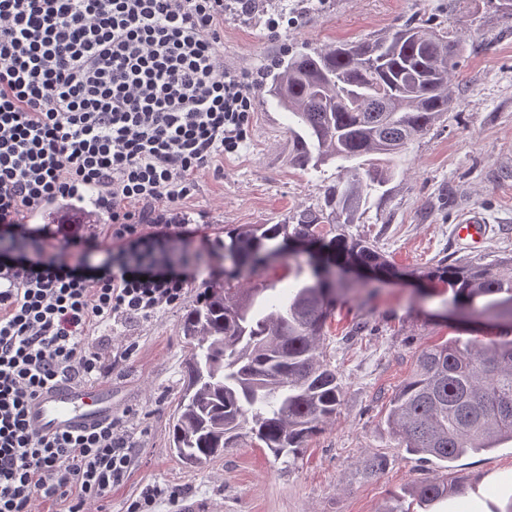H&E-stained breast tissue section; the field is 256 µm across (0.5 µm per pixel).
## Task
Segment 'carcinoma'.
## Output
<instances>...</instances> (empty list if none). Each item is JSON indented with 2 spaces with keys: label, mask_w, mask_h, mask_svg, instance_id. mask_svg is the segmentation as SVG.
<instances>
[{
  "label": "carcinoma",
  "mask_w": 512,
  "mask_h": 512,
  "mask_svg": "<svg viewBox=\"0 0 512 512\" xmlns=\"http://www.w3.org/2000/svg\"><path fill=\"white\" fill-rule=\"evenodd\" d=\"M462 49L446 32L407 22L375 39L283 57L270 69L259 92L287 116L288 164L314 172L334 164L344 181L328 186L315 208L275 224L224 229V285L205 289L181 322L189 357L171 448L186 467H202L244 437L277 460L298 457L341 404L324 347L336 304L405 274L443 285L454 305L494 316L502 331L486 342L452 337L422 349L390 400V433L407 453L447 464L512 442V264L407 273L367 240L322 232L325 224L354 223L392 176L394 158L451 110ZM294 240L308 246V256L289 250ZM278 261L293 266L288 287L234 285ZM356 265L377 275H336ZM464 492L445 479L416 484L410 495L426 508Z\"/></svg>",
  "instance_id": "carcinoma-1"
}]
</instances>
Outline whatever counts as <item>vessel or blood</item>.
Returning a JSON list of instances; mask_svg holds the SVG:
<instances>
[{"mask_svg":"<svg viewBox=\"0 0 512 512\" xmlns=\"http://www.w3.org/2000/svg\"><path fill=\"white\" fill-rule=\"evenodd\" d=\"M489 227L470 217L457 227L460 239L480 243ZM114 414L112 389L108 386L62 382L43 390L27 407L31 427L41 435L77 433L90 429Z\"/></svg>","mask_w":512,"mask_h":512,"instance_id":"vessel-or-blood-1","label":"vessel or blood"}]
</instances>
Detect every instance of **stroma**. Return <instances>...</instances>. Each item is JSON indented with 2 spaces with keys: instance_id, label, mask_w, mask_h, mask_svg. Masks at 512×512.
<instances>
[{
  "instance_id": "1",
  "label": "stroma",
  "mask_w": 512,
  "mask_h": 512,
  "mask_svg": "<svg viewBox=\"0 0 512 512\" xmlns=\"http://www.w3.org/2000/svg\"><path fill=\"white\" fill-rule=\"evenodd\" d=\"M285 13L294 22L270 30ZM421 22L462 37L454 105L392 164V177L372 192L346 230L377 243L403 270L440 260L494 263L512 259V23L490 0H256L247 16L224 18V63L252 75L282 56L331 42L373 39L390 27ZM287 120L255 98L247 140L218 168L197 174L180 212L194 234L186 242L203 261L182 305L148 320L96 328V344L134 342L132 357L108 378L117 411L134 410L136 460L127 481L103 502L125 512L142 486L180 488L182 504L209 512H386L424 479L469 482L463 497L433 512H496L512 498V444L469 453L450 464L399 448L384 423L389 401L409 377L420 350L453 336L494 338L490 327L443 317L449 293L392 280L369 298L337 306L327 350L341 385L335 418L295 460L275 459L244 440L204 468H186L170 447L171 414L183 382L187 349L180 322L205 289L224 283L219 245L228 225L273 224L315 207L339 172H304L288 164ZM490 226L477 246L454 228L465 216ZM384 456L389 467L367 476L363 463Z\"/></svg>"
}]
</instances>
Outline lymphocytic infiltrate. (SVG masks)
Returning <instances> with one entry per match:
<instances>
[{"label":"lymphocytic infiltrate","instance_id":"1","mask_svg":"<svg viewBox=\"0 0 512 512\" xmlns=\"http://www.w3.org/2000/svg\"><path fill=\"white\" fill-rule=\"evenodd\" d=\"M254 0H0V512H89L128 478V415L36 434L28 403L130 359L92 328L179 305L198 267L175 213L195 175L247 138L255 80L220 31ZM91 194L101 231L58 259L27 217Z\"/></svg>","mask_w":512,"mask_h":512}]
</instances>
